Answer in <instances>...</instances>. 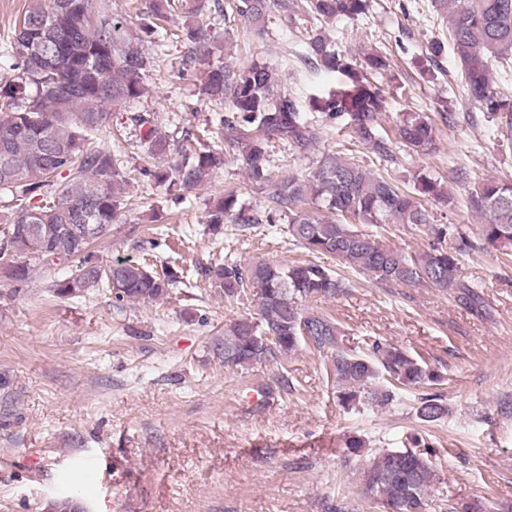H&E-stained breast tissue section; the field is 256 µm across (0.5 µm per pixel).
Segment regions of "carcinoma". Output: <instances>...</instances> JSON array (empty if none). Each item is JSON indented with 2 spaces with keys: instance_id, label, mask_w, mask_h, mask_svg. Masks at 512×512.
Wrapping results in <instances>:
<instances>
[{
  "instance_id": "cac0c4a2",
  "label": "carcinoma",
  "mask_w": 512,
  "mask_h": 512,
  "mask_svg": "<svg viewBox=\"0 0 512 512\" xmlns=\"http://www.w3.org/2000/svg\"><path fill=\"white\" fill-rule=\"evenodd\" d=\"M448 11V44L434 41L432 56L450 49L459 61L471 101L489 118L512 133V102L495 90L492 62L512 67V0H438ZM235 14L258 36L266 33L267 0H236ZM207 0H147L143 28L182 14L193 18ZM93 0H48L28 10L7 49L16 71L0 85V272L16 284L30 279L36 269L49 272L62 264L71 274L52 278L51 288L72 296L106 288L117 302H153L185 284L184 275L157 270L142 263L117 261L106 267L93 261L90 247L112 228L124 209L118 158L90 140L112 133L108 107L127 103L147 93L145 81L154 57L142 37L120 33L107 15L95 16ZM368 0H310L319 22L365 14ZM189 55L179 70L200 72V94L211 102L227 103L217 114V129L224 145L241 155L248 179L265 188L268 206L255 211L244 206L233 191L208 207L206 224L211 234L225 222L278 224L288 219V237L313 255H329L341 266L379 282L397 285L427 284L456 290L477 302L472 286L460 275V257L476 249H512V183L487 180L472 192L477 212L487 218L481 238L448 233L418 198L390 178L338 153H328L307 175L293 172L269 184L272 142L304 149L317 140V121L300 112L294 100L278 91L279 74L256 59L232 70L214 63L221 51L208 24L181 29ZM307 59L315 67L339 72L345 85L326 96L311 98L314 111L345 122L356 139L371 146L381 160L390 157L378 131L385 111L383 90L363 70L377 72L388 63L376 54L358 64L336 51L323 32L305 41ZM131 121L139 128L138 143L151 162L138 170L144 182L182 192L210 184L224 168L221 149L189 152L162 163L171 144L148 114ZM400 143L414 152L434 148L430 118L412 113L398 125ZM415 189L440 203H449L447 186L435 177L418 173ZM330 214L324 218L322 213ZM414 224L431 229L436 242L429 249L406 253L355 228L357 224ZM207 287L227 299L252 295L260 316H241L224 328V365L242 370L288 356L305 345L325 354L336 379V397L344 407L363 402L385 403L390 387L432 386L441 375L424 359L390 343L374 340L365 351L346 347L336 321L308 311L301 302L334 297L346 285L337 273L318 262L291 265L267 262H216L197 270ZM442 395L418 397L417 417L433 423L447 417ZM441 478L428 457L411 449L383 450L364 469L361 496L399 512H426L431 493ZM495 506L477 499H460L449 512H494Z\"/></svg>"
}]
</instances>
